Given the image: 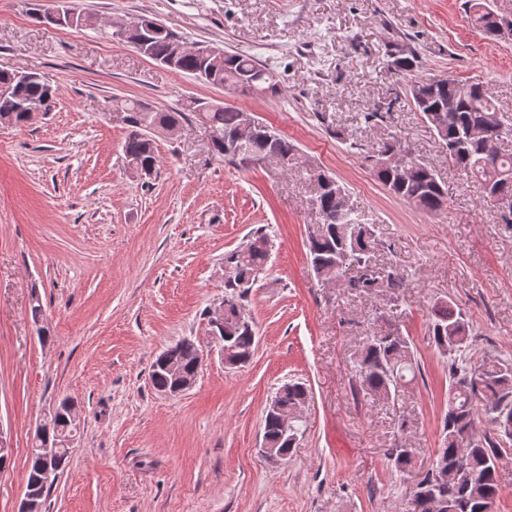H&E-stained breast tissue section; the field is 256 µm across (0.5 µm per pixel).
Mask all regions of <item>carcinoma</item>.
<instances>
[{
  "label": "carcinoma",
  "mask_w": 512,
  "mask_h": 512,
  "mask_svg": "<svg viewBox=\"0 0 512 512\" xmlns=\"http://www.w3.org/2000/svg\"><path fill=\"white\" fill-rule=\"evenodd\" d=\"M486 5L472 0L470 18L474 28L486 39H498L496 15L485 11ZM124 43L133 45L148 58L190 73L197 79L213 84L230 86L242 92L248 88L238 85L242 74L258 70L266 73L268 88L275 86L274 75L254 59L226 53L219 61L207 60L192 50L176 54L182 38L168 27L145 16L130 22ZM0 85L9 92L0 93V124L15 125L31 120L33 111L45 115L50 112L56 95L52 81L42 74L0 72ZM408 96L415 110L425 120L432 114H443L447 121L436 127L438 136L448 148V162L454 167L480 180L483 201L496 203L499 198L512 201V152H498L495 156L485 153V142L466 136L468 129H483L492 141L512 140V121L506 119L482 86L478 83L441 84L431 79H414L408 85ZM128 112L131 127L123 151L128 163L146 175L154 173L158 157L148 129L180 122L179 112H155L139 100L126 99L121 103ZM203 109L204 118L212 135L213 150L235 162L237 155L226 150L224 142L232 137L239 126L241 111L232 106L210 107L205 102L196 103ZM273 142L259 137L246 146L251 153L261 156L270 150L288 164L295 163L297 149L288 138L269 129ZM378 179L388 190L417 207L437 211L445 204L447 195L430 168L417 170L404 181H398L381 169H376ZM342 190L333 183L332 191L318 192L317 203L322 223L307 236L308 259L312 269L329 265L345 258L344 265L355 266L361 274L345 280V287L355 293L373 294L382 288H400L402 278L397 269L381 270L371 266V255L376 250L372 225L336 210L334 192ZM269 235L258 229L246 242L224 253V317L233 323L244 310V301L264 270L269 259ZM431 344L448 357V412L443 420L440 447L437 448L432 466L424 475L423 499L419 512H433V504L443 500L454 512H491L498 487V466L503 457L512 452V360L474 357L469 354L468 319L461 308L451 301L436 302L431 311L429 326ZM224 345L232 350L235 363H247L256 350L254 328L237 327L228 334ZM180 367L190 373L197 368L196 348L184 341L168 349ZM421 373L414 360L412 341L395 328L369 337L355 362V377L359 387L373 395L389 400L399 388L407 385ZM151 381L155 389L170 394L174 389L173 375L158 364H153ZM307 387L300 382H290L280 387L274 399L292 412L308 400ZM487 419L493 429L480 437L473 436L477 423ZM263 441L271 448H293L281 434L276 420L264 418ZM410 448H392L389 452L394 467L403 472L413 461ZM69 457L46 458L36 448L28 462L26 489L40 502H46L53 484L40 483L46 469L62 472Z\"/></svg>",
  "instance_id": "cac0c4a2"
}]
</instances>
